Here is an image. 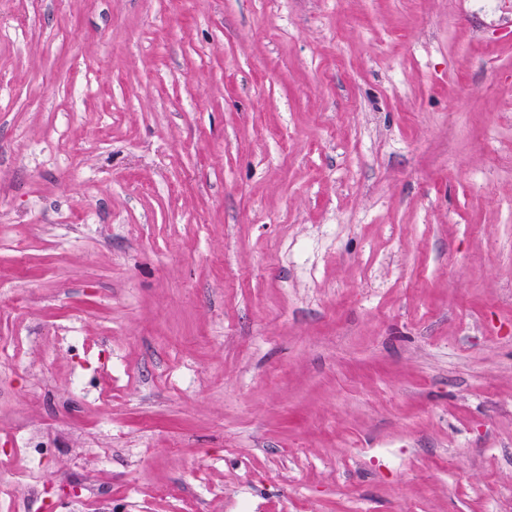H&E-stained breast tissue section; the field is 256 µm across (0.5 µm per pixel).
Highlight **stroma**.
Wrapping results in <instances>:
<instances>
[{
    "mask_svg": "<svg viewBox=\"0 0 512 512\" xmlns=\"http://www.w3.org/2000/svg\"><path fill=\"white\" fill-rule=\"evenodd\" d=\"M10 336L0 512H512V0H0ZM44 439V433L35 431L24 437H16L13 441V445L15 448H27L29 450L31 464L39 468L41 464V448L45 446Z\"/></svg>",
    "mask_w": 512,
    "mask_h": 512,
    "instance_id": "obj_1",
    "label": "stroma"
}]
</instances>
